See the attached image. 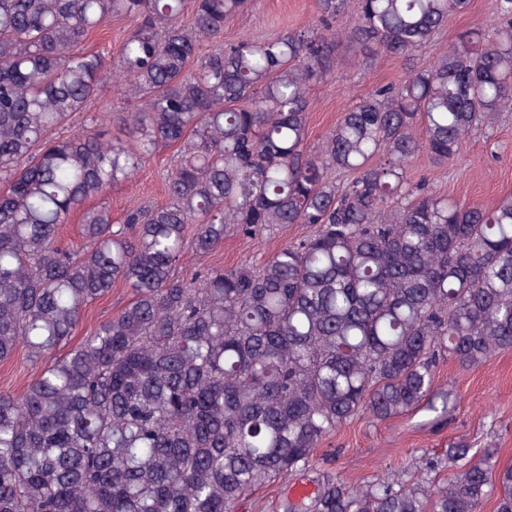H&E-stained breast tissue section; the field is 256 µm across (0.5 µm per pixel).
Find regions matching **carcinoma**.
I'll return each mask as SVG.
<instances>
[{"label":"carcinoma","instance_id":"obj_1","mask_svg":"<svg viewBox=\"0 0 512 512\" xmlns=\"http://www.w3.org/2000/svg\"><path fill=\"white\" fill-rule=\"evenodd\" d=\"M250 0H0V362L24 347L34 376L0 392V512H237L306 469L359 414L435 409L444 359L512 349V194L460 203L409 178L452 160L512 112V0L502 23L460 31L411 64L471 0H316L312 24L224 41ZM131 18L116 58L84 49ZM357 59L409 64L348 108L320 145L308 90ZM104 82L129 107L58 137ZM422 125L424 136L414 134ZM177 145L168 202L112 223L86 206ZM349 173L338 186L329 174ZM85 207L82 243L58 244ZM311 235L260 264L197 268L236 232ZM121 282L132 299L67 348L85 308ZM464 441L419 457L405 483L326 478L284 512H512V466ZM451 471L447 485L431 478Z\"/></svg>","mask_w":512,"mask_h":512}]
</instances>
